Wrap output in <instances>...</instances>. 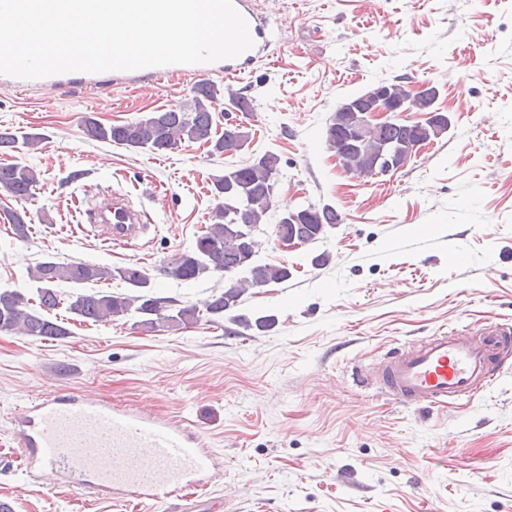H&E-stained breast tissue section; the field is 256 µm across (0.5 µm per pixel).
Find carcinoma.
<instances>
[{
  "instance_id": "1",
  "label": "carcinoma",
  "mask_w": 512,
  "mask_h": 512,
  "mask_svg": "<svg viewBox=\"0 0 512 512\" xmlns=\"http://www.w3.org/2000/svg\"><path fill=\"white\" fill-rule=\"evenodd\" d=\"M436 97L433 86L417 93L410 106L427 114V118L417 125L404 119L388 121L374 141L350 154L345 167L360 175L370 168V156L387 143L393 146L409 141L429 143L443 135L448 129V116L437 111ZM217 101L215 85L202 83L196 87L188 107L176 106L132 122L112 125L89 116L84 120V134L91 140L158 154L172 151L185 142H204L211 146V153L222 155L227 139L233 136L239 140V148H244L249 139L248 132L226 129L219 136L213 132ZM376 107V99L369 90L346 99L336 109L326 129L327 148L335 150L346 130L359 123L362 113L371 112ZM41 140L39 135L30 134L20 142L13 134L0 132V148L13 150L20 145L33 148ZM279 163L275 153L265 152L249 163L216 176L212 181L213 193L220 202L211 213V224L198 236L192 250L181 253L161 268V274L179 283L197 281L212 274L228 278L224 291L212 295L205 310L194 305L177 306L172 300L156 296L149 274L136 264L111 268L77 260H47L37 263L30 271V279L37 284L40 307L52 311L64 302L56 290L61 283L82 286L118 279L135 289V293L77 292L69 298L67 309L85 321L94 322L134 313L140 317V326L147 329L160 326L186 328L198 323L204 313L217 317L229 313L231 321L247 330H267L274 324L273 316H260L250 321L233 311L247 289L288 280V267L257 263L255 244L244 247L234 225L259 227L271 222L273 233L295 236L310 243L322 238L329 227L340 223V215L327 205L314 209L318 216L313 220L304 215L305 207L277 211L274 192ZM38 183V174L27 165H0V193L26 200L33 196ZM6 219L17 238H27L26 214L14 211L8 213ZM27 304L28 299L21 290L0 289V332H16L40 341L63 339L69 335L68 329L61 324L44 315L28 312Z\"/></svg>"
}]
</instances>
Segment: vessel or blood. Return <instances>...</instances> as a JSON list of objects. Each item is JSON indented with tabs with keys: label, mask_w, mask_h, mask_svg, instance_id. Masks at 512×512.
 Wrapping results in <instances>:
<instances>
[{
	"label": "vessel or blood",
	"mask_w": 512,
	"mask_h": 512,
	"mask_svg": "<svg viewBox=\"0 0 512 512\" xmlns=\"http://www.w3.org/2000/svg\"><path fill=\"white\" fill-rule=\"evenodd\" d=\"M248 22L254 45L235 58L194 65H168L130 71L129 79L159 82L178 75L233 78L266 56L275 37L250 0H234ZM78 72L36 81L0 75V86L26 92L44 85L59 91L81 80ZM103 228L108 243H130L148 229L140 211L122 192L88 218ZM512 359V327L496 323L446 331L395 354L375 379L398 403L445 406L470 401L493 385ZM13 424L25 450L22 465L33 476L66 471L70 483L95 489H119L130 498L162 503L181 492L180 512H198L203 475L212 457L201 436L148 409H122L103 399L53 392L27 403Z\"/></svg>",
	"instance_id": "obj_1"
}]
</instances>
